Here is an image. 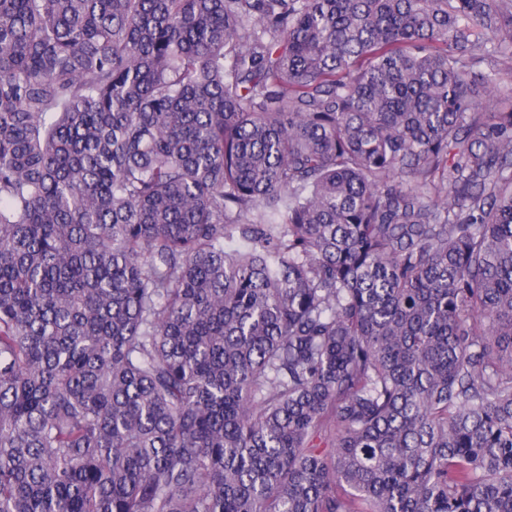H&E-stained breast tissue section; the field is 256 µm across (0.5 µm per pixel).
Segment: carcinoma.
Returning <instances> with one entry per match:
<instances>
[{"mask_svg":"<svg viewBox=\"0 0 512 512\" xmlns=\"http://www.w3.org/2000/svg\"><path fill=\"white\" fill-rule=\"evenodd\" d=\"M512 0H0V512H512ZM476 69L494 75L498 86L506 92L512 89V61L502 56L483 55Z\"/></svg>","mask_w":512,"mask_h":512,"instance_id":"obj_1","label":"carcinoma"}]
</instances>
